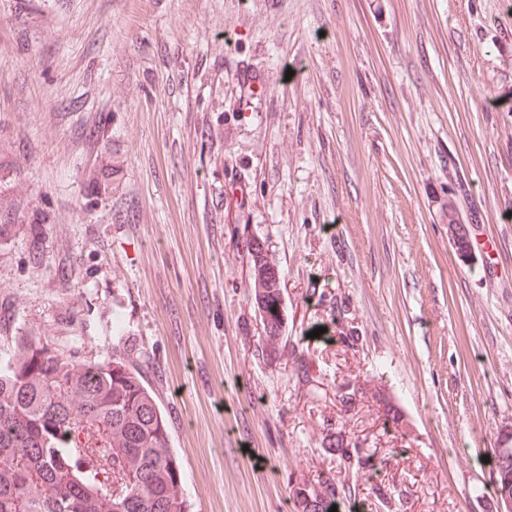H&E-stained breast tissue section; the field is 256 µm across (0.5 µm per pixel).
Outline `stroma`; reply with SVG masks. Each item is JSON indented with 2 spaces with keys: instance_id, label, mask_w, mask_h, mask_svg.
<instances>
[{
  "instance_id": "stroma-1",
  "label": "stroma",
  "mask_w": 512,
  "mask_h": 512,
  "mask_svg": "<svg viewBox=\"0 0 512 512\" xmlns=\"http://www.w3.org/2000/svg\"><path fill=\"white\" fill-rule=\"evenodd\" d=\"M1 224L0 352L128 354L189 512H297L342 480L339 431L402 512H500L512 0H0ZM354 378L400 408L404 455L339 403ZM372 482L337 512H379ZM260 244V245H257ZM251 250L252 278L250 287L253 289L254 304L257 306L265 335L266 346L275 348V345L283 333L285 316L283 313L281 323V272L261 247L260 242ZM276 271V272H275ZM276 274L278 276L276 277Z\"/></svg>"
}]
</instances>
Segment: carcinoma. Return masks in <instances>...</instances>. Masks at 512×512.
<instances>
[{
    "label": "carcinoma",
    "mask_w": 512,
    "mask_h": 512,
    "mask_svg": "<svg viewBox=\"0 0 512 512\" xmlns=\"http://www.w3.org/2000/svg\"><path fill=\"white\" fill-rule=\"evenodd\" d=\"M254 304L266 345L280 334L279 268L251 251ZM341 404L366 396L355 379L336 388ZM383 430L404 440L397 411L381 396ZM169 425L124 354L76 361L51 343L18 336L0 356V512H187L183 472L169 448ZM339 466L364 476L370 457L342 435L328 443ZM356 486L327 478L296 492L300 512H329ZM383 512L395 497L371 486Z\"/></svg>",
    "instance_id": "carcinoma-1"
}]
</instances>
